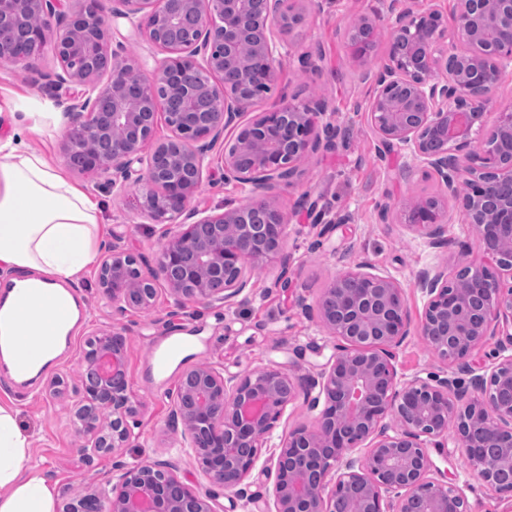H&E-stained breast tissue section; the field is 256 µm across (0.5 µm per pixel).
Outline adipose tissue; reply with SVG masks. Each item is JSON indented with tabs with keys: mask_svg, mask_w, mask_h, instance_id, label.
Masks as SVG:
<instances>
[{
	"mask_svg": "<svg viewBox=\"0 0 512 512\" xmlns=\"http://www.w3.org/2000/svg\"><path fill=\"white\" fill-rule=\"evenodd\" d=\"M101 208L43 153L0 137V361L13 368L18 350H36L38 377L59 357L79 321L70 291L104 244ZM69 306L57 318L40 290ZM31 439L14 407L0 404V512H54L56 489L30 456Z\"/></svg>",
	"mask_w": 512,
	"mask_h": 512,
	"instance_id": "adipose-tissue-1",
	"label": "adipose tissue"
}]
</instances>
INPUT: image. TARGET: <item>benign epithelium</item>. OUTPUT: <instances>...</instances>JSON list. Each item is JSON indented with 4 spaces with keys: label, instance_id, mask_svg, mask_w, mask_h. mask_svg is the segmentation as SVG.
I'll return each instance as SVG.
<instances>
[{
    "label": "benign epithelium",
    "instance_id": "1",
    "mask_svg": "<svg viewBox=\"0 0 512 512\" xmlns=\"http://www.w3.org/2000/svg\"><path fill=\"white\" fill-rule=\"evenodd\" d=\"M80 2L0 0V61L34 68L19 41L43 46L56 27V66L41 77L53 96L70 101L68 111L88 114L67 133V162L106 177L119 194L137 185L141 212L163 228L154 263L117 245L101 259L98 281L114 312L150 309L160 283L179 302L230 307L248 299L256 269L274 264L277 283L289 287L288 220L275 190L292 186L303 161L333 147L337 130L323 123L322 97L241 118L287 54L275 27L293 28L303 11L285 0H260L255 14L250 0H115L112 16L164 53L149 71L126 44L111 45L105 0ZM29 15L39 23L19 29ZM450 41L467 50L448 48ZM385 49L381 66L365 75L374 87L370 127L382 146L409 151L442 187V196L410 208L409 227L440 245L450 202L472 225L482 260L463 252L450 269L419 271L427 305L417 325L394 277L365 262L337 271L316 307H305L334 339L333 353L302 381L283 368L224 374L198 365L181 374L173 416L185 448L231 498H244L258 448L288 406L300 399L315 413L312 426L288 431L273 452L274 512H334L336 498L353 488L358 498L348 512H469L461 488L432 477L428 449L445 447L450 426L471 471L495 493H512L501 482L512 476V193L502 192L512 182V105L489 126L480 111L512 66V0H455L449 15L408 6L389 25ZM160 115L166 139L156 138ZM218 145L224 179L249 187L250 197L202 216L190 203ZM410 335L447 366L442 374L398 375L396 350ZM490 339L492 362L475 360ZM125 349L122 334L99 330L81 353L73 422L88 459L129 443ZM100 409L112 412L106 433ZM175 468L118 464L110 489L79 494L61 512H216Z\"/></svg>",
    "mask_w": 512,
    "mask_h": 512
}]
</instances>
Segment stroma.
Listing matches in <instances>:
<instances>
[{"label": "stroma", "mask_w": 512, "mask_h": 512, "mask_svg": "<svg viewBox=\"0 0 512 512\" xmlns=\"http://www.w3.org/2000/svg\"><path fill=\"white\" fill-rule=\"evenodd\" d=\"M382 7L383 0H322L320 7L310 8L300 25L283 33L292 55L282 62L277 80L253 106L254 111L268 112L295 98L320 96L331 106L327 121L339 130L334 151L310 158L302 166L301 177L276 192L279 207L290 218L286 239L292 257L289 290L274 287L280 269L270 265L257 271L246 304L228 308L219 303L204 306L190 302L180 310L162 285L150 310H131L116 317L93 267L76 287L88 316L48 375L21 391L0 368V404L18 409L19 422L31 437L32 457L56 486L58 500L112 477L111 456L86 459L80 451L82 440L70 423L72 404L81 387L80 355L92 329L116 325L126 337L127 382L136 397L137 413L134 437L123 450L121 462L131 467L149 460H172L181 480L212 494L216 512H271L273 448L288 430L312 424L313 413L299 403L288 407L258 451L247 480V497L233 503L222 489L206 480L193 457L181 450V430L172 423L181 373L190 365L204 363L233 374L266 367L286 369L294 377L316 374L332 354L333 340L302 307L317 304L337 270L364 261L393 276L401 283L408 313L416 322L426 305L416 286L418 271L452 264L461 246L475 247L472 231L456 211L448 213L447 244L442 248L431 247L404 222L406 202L439 195L441 187L436 176L408 152L398 148L382 151L367 124L365 111L373 87L363 76L379 65L385 49L379 43L367 58H356L350 32L361 17ZM304 53L312 55L313 67L300 62ZM54 65L48 51L42 53L34 72L0 63V110L59 111V104L38 76L39 71ZM12 133L30 148L63 162L65 129L43 125L16 131L10 124L0 125V136ZM68 177L99 201L106 242L120 243L126 250L154 260L164 240L157 226L140 212L136 187L118 195L106 178L74 171ZM248 199V188L225 180L220 163L215 162L205 171L191 205L211 213ZM177 335L191 337L193 348L172 365L165 384L155 387L143 381L152 347ZM397 370L410 379L441 372L442 365L421 337L412 336L397 351ZM54 378L63 382L57 396L49 392ZM429 454L464 490L470 512H512V496L489 491L472 474L457 445L433 448Z\"/></svg>", "instance_id": "35a3bbf8"}]
</instances>
